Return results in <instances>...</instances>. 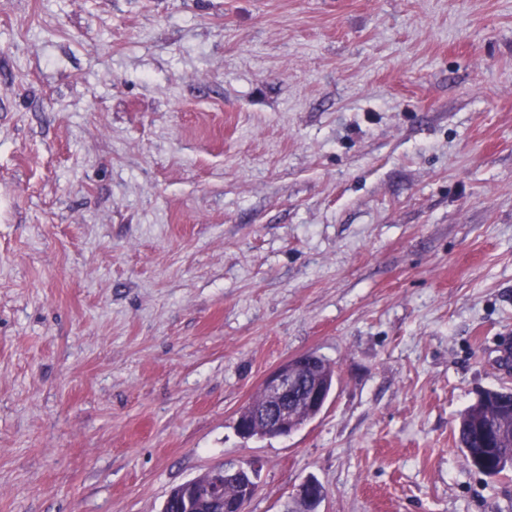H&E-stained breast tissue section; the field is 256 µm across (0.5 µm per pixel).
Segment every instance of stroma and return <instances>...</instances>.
<instances>
[{"instance_id": "obj_1", "label": "stroma", "mask_w": 512, "mask_h": 512, "mask_svg": "<svg viewBox=\"0 0 512 512\" xmlns=\"http://www.w3.org/2000/svg\"><path fill=\"white\" fill-rule=\"evenodd\" d=\"M507 347L512 0H0V512H512L454 438ZM306 357L307 355H302L285 362L275 368L262 383L269 401L263 415L274 423V428L282 432V437L288 436V430L291 433L299 430L320 413V410L297 409L288 427V411L297 401H305L309 406L324 407L329 397H324L322 386L305 381L300 375L298 368L305 362ZM263 389L256 394L249 406L263 407ZM242 467L231 468L224 465L211 468L202 474H206V479L202 483H193L192 481L184 483L180 489H172L164 503L171 502L175 499L187 509L196 505L198 497L203 504H208L211 508L220 510L219 512H246L248 504L255 497L258 491L256 486L249 485L245 488L243 499H237L232 504H224V500L235 499L240 492L241 486L251 482V478L247 473H241L234 481H226L225 478L235 475ZM295 495H297V498L305 499L314 508L312 512H316L319 508L318 505H321L325 497V491L319 482L310 479L298 486ZM297 498L293 500L291 506L287 505L285 512H297L301 508L302 503Z\"/></svg>"}]
</instances>
